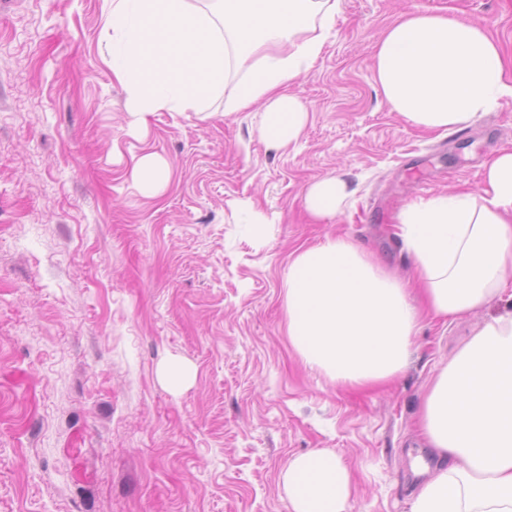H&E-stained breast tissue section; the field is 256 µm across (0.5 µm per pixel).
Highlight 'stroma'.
<instances>
[{
  "instance_id": "1",
  "label": "stroma",
  "mask_w": 512,
  "mask_h": 512,
  "mask_svg": "<svg viewBox=\"0 0 512 512\" xmlns=\"http://www.w3.org/2000/svg\"><path fill=\"white\" fill-rule=\"evenodd\" d=\"M108 0H0V512H290L279 475L328 448L350 512H409L419 413L442 367L494 304L424 318L409 367L383 388H341L286 333L294 254L341 235L407 275L381 206L476 192L512 150V96L460 128L426 131L386 102L380 34L416 8L480 22L512 61V0H338L323 50L290 89L309 118L284 149L261 115L157 112L128 128L103 48ZM145 154L171 182L144 195ZM342 175L330 220L304 195ZM269 224L256 243L238 222ZM191 371L178 391L161 364ZM134 176L145 195L157 196L168 187L171 169L163 158L155 154H146L136 162Z\"/></svg>"
}]
</instances>
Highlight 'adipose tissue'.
Returning <instances> with one entry per match:
<instances>
[{
    "label": "adipose tissue",
    "mask_w": 512,
    "mask_h": 512,
    "mask_svg": "<svg viewBox=\"0 0 512 512\" xmlns=\"http://www.w3.org/2000/svg\"><path fill=\"white\" fill-rule=\"evenodd\" d=\"M335 13V0H110L105 49L130 130H144L157 112L202 111L221 94L228 112L261 105L263 138L289 146L308 110L285 87L319 57ZM375 74L393 110L428 130L467 124L512 94L482 24L421 10L383 33ZM350 194L343 178L329 177L309 187L304 205L330 219ZM399 229L412 257L409 279L344 237L298 252L288 266V336L336 385L389 382L406 370L421 322L416 297L435 317H462L503 297L512 151L486 163L481 192L409 204ZM420 422L435 463L417 466L409 512H512V311L487 320L441 369ZM350 484L326 448L292 457L279 478L291 512H348Z\"/></svg>",
    "instance_id": "ef3b65f1"
}]
</instances>
